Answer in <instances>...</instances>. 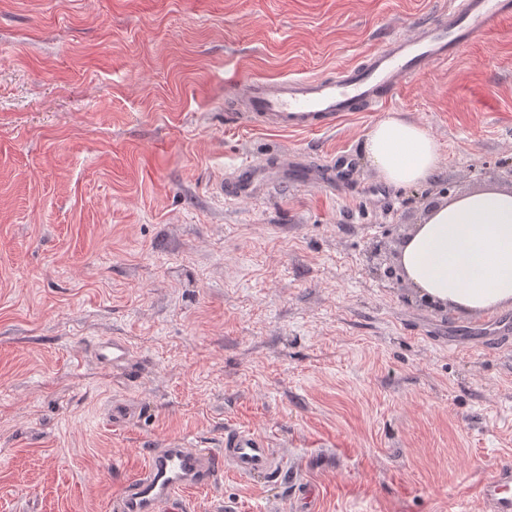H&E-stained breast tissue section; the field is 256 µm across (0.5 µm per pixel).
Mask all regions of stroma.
<instances>
[{"mask_svg":"<svg viewBox=\"0 0 512 512\" xmlns=\"http://www.w3.org/2000/svg\"><path fill=\"white\" fill-rule=\"evenodd\" d=\"M448 0H0V512H108L149 449L265 439L191 512H487L512 459V344L377 271L435 205L512 189V20L376 112L291 132L236 119L232 79L330 77ZM399 114L440 172L386 183ZM354 180L221 188L244 158ZM117 336L128 364L100 363ZM365 149L382 179L395 186L419 184L440 170L437 143L422 127L400 118L377 122ZM512 461L496 465L481 482V496L489 512L512 511Z\"/></svg>","mask_w":512,"mask_h":512,"instance_id":"stroma-1","label":"stroma"}]
</instances>
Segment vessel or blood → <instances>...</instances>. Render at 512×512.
<instances>
[{
    "label": "vessel or blood",
    "instance_id": "b4317fda",
    "mask_svg": "<svg viewBox=\"0 0 512 512\" xmlns=\"http://www.w3.org/2000/svg\"><path fill=\"white\" fill-rule=\"evenodd\" d=\"M512 18V0H463L461 7L440 11L421 22L414 34L398 35L371 53L364 64L339 68L329 78L284 76L268 81L239 79L229 83V95L242 99L246 123L283 130H324L348 112L380 110L405 80L425 65H445L478 34ZM260 166L244 162L226 185L232 198L263 193ZM100 362L122 367L130 348L120 338L99 343ZM244 475H272L279 464L267 441L254 433L231 429L221 449L184 444L154 449L147 466L114 499L116 512H188L183 490L202 485L222 468ZM489 512H512V461L496 465L481 482Z\"/></svg>",
    "mask_w": 512,
    "mask_h": 512
}]
</instances>
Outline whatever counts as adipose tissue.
Returning <instances> with one entry per match:
<instances>
[{"mask_svg": "<svg viewBox=\"0 0 512 512\" xmlns=\"http://www.w3.org/2000/svg\"><path fill=\"white\" fill-rule=\"evenodd\" d=\"M365 149L395 186L419 184L440 169L437 143L400 118L377 122ZM398 261L420 296L454 315L512 306V190L477 191L434 206L401 244Z\"/></svg>", "mask_w": 512, "mask_h": 512, "instance_id": "1", "label": "adipose tissue"}]
</instances>
